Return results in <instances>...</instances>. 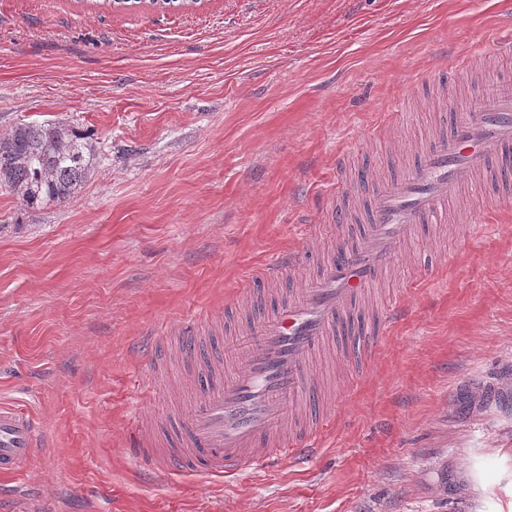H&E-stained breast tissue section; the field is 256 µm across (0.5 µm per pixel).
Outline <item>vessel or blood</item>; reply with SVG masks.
Wrapping results in <instances>:
<instances>
[{
	"label": "vessel or blood",
	"instance_id": "b4317fda",
	"mask_svg": "<svg viewBox=\"0 0 512 512\" xmlns=\"http://www.w3.org/2000/svg\"><path fill=\"white\" fill-rule=\"evenodd\" d=\"M477 179L512 188V80H497L495 92L468 103L446 136L421 147L410 169L378 184L365 179L366 224L353 226L345 208H332L334 253L304 285L284 296L270 292V285L313 257L302 247L280 251L240 282L261 310L256 320L239 324L205 357L197 329L178 328L182 359L209 369L178 418L134 429L129 448L139 465L157 475L228 478L247 463L270 469L311 459L335 422L315 358L331 347L350 360L378 351L385 327L402 321L405 310L394 300L370 307L372 286L394 266L404 244L425 225L441 223L449 204ZM44 446L38 421L0 407L1 475Z\"/></svg>",
	"mask_w": 512,
	"mask_h": 512
}]
</instances>
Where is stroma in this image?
<instances>
[{"label":"stroma","instance_id":"stroma-1","mask_svg":"<svg viewBox=\"0 0 512 512\" xmlns=\"http://www.w3.org/2000/svg\"><path fill=\"white\" fill-rule=\"evenodd\" d=\"M511 31L512 0H0V137L62 120L95 150L67 202L0 182V405L46 441L0 478V512H512V198L485 186L370 294L411 310L377 357L326 355L336 421L311 461L161 481L126 451L134 420L188 399L169 328L282 248H333L322 190L409 169L442 113L512 73ZM469 52L485 72L457 67Z\"/></svg>","mask_w":512,"mask_h":512}]
</instances>
